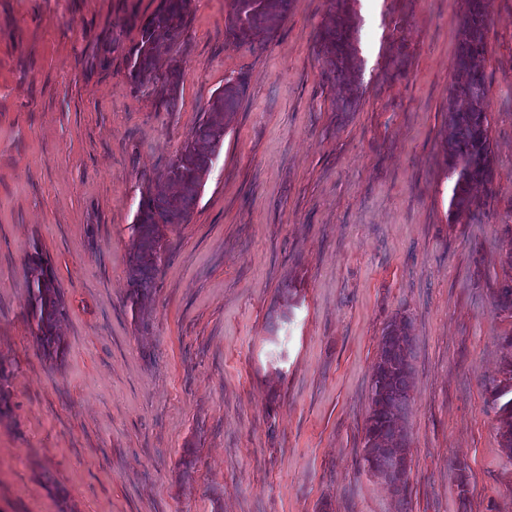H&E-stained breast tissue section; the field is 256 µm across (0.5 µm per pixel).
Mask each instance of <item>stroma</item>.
Returning a JSON list of instances; mask_svg holds the SVG:
<instances>
[{
	"label": "stroma",
	"mask_w": 512,
	"mask_h": 512,
	"mask_svg": "<svg viewBox=\"0 0 512 512\" xmlns=\"http://www.w3.org/2000/svg\"><path fill=\"white\" fill-rule=\"evenodd\" d=\"M159 3L0 0V512H512L488 392L512 334L495 306L512 283V0H484L492 192L455 223L443 118L465 0L375 15L354 0L359 43L382 39L349 112L323 78L328 0H290L267 42L239 44L229 0H192L173 104L136 94L127 61ZM241 74L133 315L140 197ZM36 243L67 306L59 367L26 317ZM402 315L403 499L361 459L380 342Z\"/></svg>",
	"instance_id": "1"
}]
</instances>
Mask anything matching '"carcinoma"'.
I'll return each mask as SVG.
<instances>
[{
	"label": "carcinoma",
	"mask_w": 512,
	"mask_h": 512,
	"mask_svg": "<svg viewBox=\"0 0 512 512\" xmlns=\"http://www.w3.org/2000/svg\"><path fill=\"white\" fill-rule=\"evenodd\" d=\"M191 0H160L156 11L141 29V39L130 57L129 78L134 91L144 95L172 96L181 74L177 66L161 64L164 52L177 44L188 26ZM289 0H230L225 23V40L236 43L243 38L263 41L272 36L285 20ZM333 26L321 33L325 48L328 80L353 76L361 71L354 34L358 31L356 13L349 0H330ZM487 48V27L483 0H466L461 19V42L454 62L455 77L448 89V115L443 130L445 164L450 180L449 216L479 214L482 203L475 186L493 184L495 155L488 117V89L483 62ZM247 77L227 82L209 104L206 120L180 153L168 164L155 191L142 197L131 225L137 249L130 260L128 299L131 310L141 311L150 296V287L162 262V225L165 215L170 224L184 223L203 186L213 159L224 138L227 121L236 112L247 90ZM26 266V315L31 334L44 358L52 365L62 361L65 346L59 327L66 307L52 265L39 243ZM411 324L402 316L391 321L382 336L380 354L372 378L371 407L365 420L362 453L370 472L383 476L386 468L407 470V435L398 422L410 400L412 377ZM502 378L493 381L491 402L499 407L498 434L501 446L512 459V356L500 369Z\"/></svg>",
	"instance_id": "carcinoma-1"
}]
</instances>
